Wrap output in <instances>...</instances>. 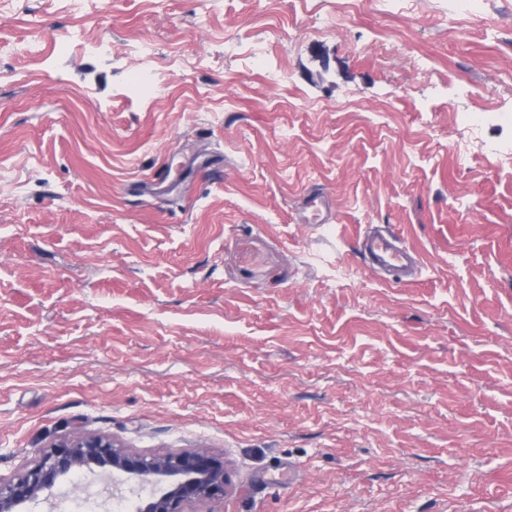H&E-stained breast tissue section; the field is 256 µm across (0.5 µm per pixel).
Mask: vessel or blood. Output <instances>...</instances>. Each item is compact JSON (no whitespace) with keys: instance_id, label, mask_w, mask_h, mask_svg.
Instances as JSON below:
<instances>
[{"instance_id":"obj_1","label":"vessel or blood","mask_w":512,"mask_h":512,"mask_svg":"<svg viewBox=\"0 0 512 512\" xmlns=\"http://www.w3.org/2000/svg\"><path fill=\"white\" fill-rule=\"evenodd\" d=\"M304 208L310 212L312 223L326 224L332 218V202L323 193L309 192L304 198ZM357 250L367 268L389 283L411 282L420 266L418 253L385 226L365 228L358 238Z\"/></svg>"}]
</instances>
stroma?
Segmentation results:
<instances>
[{"mask_svg": "<svg viewBox=\"0 0 512 512\" xmlns=\"http://www.w3.org/2000/svg\"><path fill=\"white\" fill-rule=\"evenodd\" d=\"M456 16L0 0L1 476L99 435L223 461L184 512H512V0ZM370 224L412 283L366 269ZM81 485L27 512H104ZM304 209L310 212L308 220L314 224H327L332 218V202L327 195L317 191L309 192L304 198ZM357 250L367 268L388 283L411 282L421 263L418 253L386 226L365 228L358 238Z\"/></svg>", "mask_w": 512, "mask_h": 512, "instance_id": "35a3bbf8", "label": "stroma"}]
</instances>
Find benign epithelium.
<instances>
[{
    "instance_id": "obj_1",
    "label": "benign epithelium",
    "mask_w": 512,
    "mask_h": 512,
    "mask_svg": "<svg viewBox=\"0 0 512 512\" xmlns=\"http://www.w3.org/2000/svg\"><path fill=\"white\" fill-rule=\"evenodd\" d=\"M80 470L164 485L162 494L140 503L136 512H184L188 503L224 496V464L204 449L147 457L129 454L102 437L76 436L51 446L32 467L0 477V512H23L25 504Z\"/></svg>"
}]
</instances>
